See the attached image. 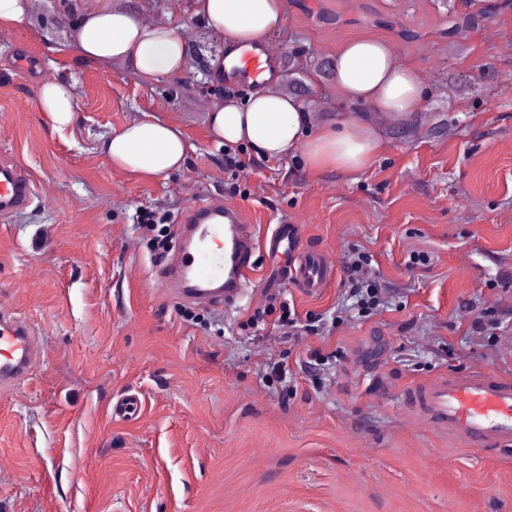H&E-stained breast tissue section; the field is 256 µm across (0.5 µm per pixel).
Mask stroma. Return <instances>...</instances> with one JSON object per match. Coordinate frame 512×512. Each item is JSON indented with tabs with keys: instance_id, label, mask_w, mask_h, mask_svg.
I'll list each match as a JSON object with an SVG mask.
<instances>
[{
	"instance_id": "stroma-1",
	"label": "stroma",
	"mask_w": 512,
	"mask_h": 512,
	"mask_svg": "<svg viewBox=\"0 0 512 512\" xmlns=\"http://www.w3.org/2000/svg\"><path fill=\"white\" fill-rule=\"evenodd\" d=\"M75 3L44 0L0 41V156L36 188L25 209L0 214V303L44 350L0 390V512H512V449L465 447L403 403L441 373L512 377V7L284 0L271 38L300 67L381 39L426 95L394 120L314 75L303 95L336 99L315 125L360 119L380 152L356 173L315 172L303 152L269 159L240 144L254 164L244 184L196 103L250 91L214 82L216 42L192 0H112L179 26L185 66L154 83L55 53L75 39ZM54 77L78 93L60 131L37 97ZM146 115L192 146L179 171L152 180L98 149ZM206 197L239 207L260 240L282 219L297 224L334 281L316 295L278 289L262 316L257 292L223 311L171 297L161 275L176 217ZM363 253L383 286L372 315L345 271ZM288 305L298 328L281 324ZM129 394L139 415L113 416Z\"/></svg>"
}]
</instances>
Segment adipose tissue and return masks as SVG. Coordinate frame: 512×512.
<instances>
[{
    "label": "adipose tissue",
    "instance_id": "ef3b65f1",
    "mask_svg": "<svg viewBox=\"0 0 512 512\" xmlns=\"http://www.w3.org/2000/svg\"><path fill=\"white\" fill-rule=\"evenodd\" d=\"M283 0H193V14L212 33L237 44L263 42L280 22ZM75 43L82 60L106 66L129 63L148 83L182 71L187 45L177 27L145 25L111 0H94L79 9ZM334 77L348 98L400 118L422 102L416 71L395 62L383 41L348 42L334 61ZM39 104L55 128L74 120L77 91L64 78L43 82ZM305 104L293 96L257 91L244 102L214 109L210 135L221 144L245 143L268 158H283L304 149L314 171L357 172L376 156L379 143L371 128L352 119L307 132ZM113 166L144 178H159L183 166L191 149L183 133L155 118L131 122L101 145Z\"/></svg>",
    "mask_w": 512,
    "mask_h": 512
}]
</instances>
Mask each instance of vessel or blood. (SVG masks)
I'll return each instance as SVG.
<instances>
[{
  "label": "vessel or blood",
  "instance_id": "vessel-or-blood-1",
  "mask_svg": "<svg viewBox=\"0 0 512 512\" xmlns=\"http://www.w3.org/2000/svg\"><path fill=\"white\" fill-rule=\"evenodd\" d=\"M288 66L286 54L270 43H226L224 81L261 88L279 83ZM35 195L26 168L0 162V212L26 208ZM176 256L165 267L169 295L210 308L239 303L251 286L257 248L269 261L268 289L292 283L306 293L326 288L334 268L325 252L301 249L297 225L282 221L265 243H258L242 211L218 198L188 204L176 226ZM43 358L34 329L0 305V389L25 379ZM409 408L450 436L475 448L512 446V379L486 370L443 373L409 390Z\"/></svg>",
  "mask_w": 512,
  "mask_h": 512
}]
</instances>
